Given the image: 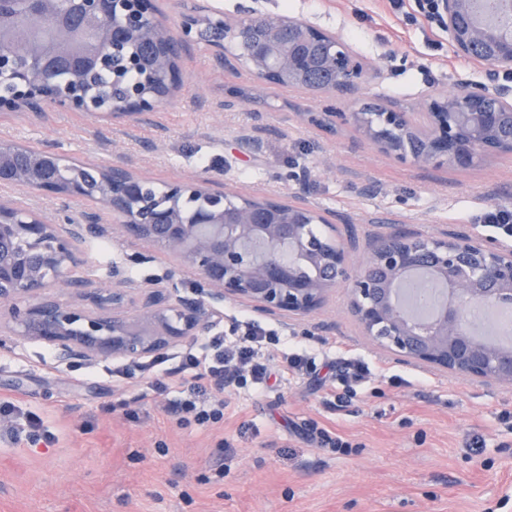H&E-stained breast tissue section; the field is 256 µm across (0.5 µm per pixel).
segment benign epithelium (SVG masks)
Returning <instances> with one entry per match:
<instances>
[{
	"mask_svg": "<svg viewBox=\"0 0 512 512\" xmlns=\"http://www.w3.org/2000/svg\"><path fill=\"white\" fill-rule=\"evenodd\" d=\"M486 0H438L442 30L456 52L486 68L487 82L442 92L423 104V121L407 112H308L307 120L328 130L352 124L364 139L403 162L420 167L467 168L488 154L512 153V91L496 85L497 74L512 72V0H498L500 13L485 11ZM29 27L52 29L54 36L31 49L15 42L0 49V78L13 80L0 109L38 111L50 104L100 117L92 90L55 87L57 76L104 64L92 53L63 51L61 36L70 32V6L101 34L112 55H119L132 30L148 26L167 57L158 59L168 91L179 84L180 51L204 32L224 66L242 64L263 84L304 87L313 64L312 45H325L333 73L327 90L355 93L363 67L331 32L283 15L228 19L213 13L208 0H191L179 35L158 16L156 0H27ZM258 24L267 36L238 51L243 32ZM167 95L140 96L130 90L121 115L135 119L154 112ZM11 145H0V184L82 197L92 203L84 223L50 224L32 210L0 202V314L6 312L18 335L46 344L62 361L99 363L137 361L193 342L220 316L216 305L244 300L263 316L307 317L331 292L347 288L348 308L382 349L424 368L488 384L512 385V346L502 347L472 334L473 312L512 304V241L474 238L444 231L423 236L393 230L362 256L336 224V215L309 203L243 197L219 178L170 184L168 204L142 203L148 179L130 170L99 169L101 189L90 192L68 179L59 187L35 166L21 177L4 166ZM198 202L189 205L190 199ZM128 242L147 241L193 268L205 284L202 299L177 294V278L144 286L112 267V284L91 288L70 277L84 263L80 246L99 233L100 208ZM326 232L318 235L313 226ZM25 240L39 249L37 258L12 252ZM426 271L443 288L438 314L426 324L409 316L396 299L399 285L412 273ZM53 288L74 291L63 302Z\"/></svg>",
	"mask_w": 512,
	"mask_h": 512,
	"instance_id": "7a95c632",
	"label": "benign epithelium"
}]
</instances>
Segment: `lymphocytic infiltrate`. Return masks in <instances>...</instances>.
Listing matches in <instances>:
<instances>
[{"instance_id": "lymphocytic-infiltrate-1", "label": "lymphocytic infiltrate", "mask_w": 512, "mask_h": 512, "mask_svg": "<svg viewBox=\"0 0 512 512\" xmlns=\"http://www.w3.org/2000/svg\"><path fill=\"white\" fill-rule=\"evenodd\" d=\"M279 349L283 373L310 372L318 357L316 349H299L275 330L248 327L243 334L208 337L198 348L174 354L173 365L156 378L154 387L170 393L166 406L178 424L205 426L224 416L219 395L225 389L263 392L267 381V360L272 349ZM207 378L211 394L201 393L196 379Z\"/></svg>"}]
</instances>
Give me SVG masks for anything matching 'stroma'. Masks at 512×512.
<instances>
[{
  "instance_id": "stroma-1",
  "label": "stroma",
  "mask_w": 512,
  "mask_h": 512,
  "mask_svg": "<svg viewBox=\"0 0 512 512\" xmlns=\"http://www.w3.org/2000/svg\"><path fill=\"white\" fill-rule=\"evenodd\" d=\"M240 19L281 14L330 31L365 76L357 98L260 85L230 70L204 41L180 60L182 86L138 119L102 118L44 106L0 111V143L49 149L69 161L115 164L158 188L214 177L242 194L304 199L346 221L355 252L395 228L484 237L475 215L512 207V155L469 168L403 164L350 125L327 132L305 112H353L384 104L419 111L423 101L485 70L446 35L407 26L386 0H210ZM51 224L81 222L87 201L33 193ZM80 277L112 282L120 266L140 282L166 278L174 257L119 232L87 237ZM211 333L257 319L228 301ZM260 320V319H257ZM301 347L328 344L337 365L364 361L366 381L346 396L328 369L270 381L252 396H224V420L181 426L151 377L112 375V362L60 361L48 346L17 341L0 316V401L38 414L51 441H12L0 416V512H512V386L413 365L378 347L348 310L345 288L308 317L260 320ZM344 445H325L324 436ZM483 448H469L473 437Z\"/></svg>"
}]
</instances>
